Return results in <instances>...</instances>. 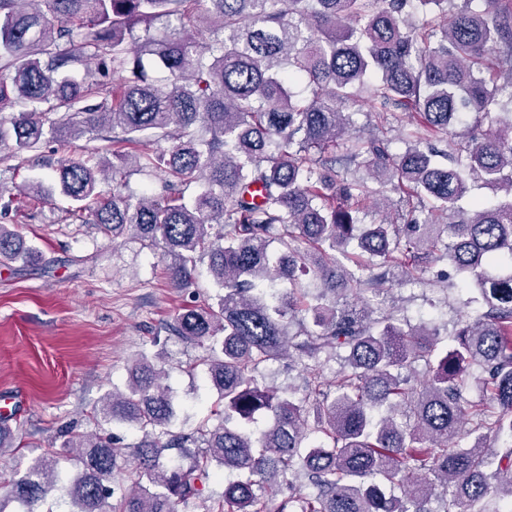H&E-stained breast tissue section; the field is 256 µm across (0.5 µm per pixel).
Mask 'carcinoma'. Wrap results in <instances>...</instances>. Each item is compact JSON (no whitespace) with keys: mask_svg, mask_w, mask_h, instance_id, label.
Listing matches in <instances>:
<instances>
[{"mask_svg":"<svg viewBox=\"0 0 512 512\" xmlns=\"http://www.w3.org/2000/svg\"><path fill=\"white\" fill-rule=\"evenodd\" d=\"M451 2L0 0V146L45 166L54 134L62 153L25 202L161 244L174 288L202 265L218 288L173 330L205 350L219 423L171 434L176 396L143 353L95 413L140 441L68 435L81 473L65 483L43 457L17 461L7 497L23 512L57 485L63 512H179L212 469L224 492L207 512L512 506V0ZM360 98L377 109L367 134L339 109ZM86 134L107 145L69 154ZM134 171L165 189L129 188ZM108 178L126 192L103 196ZM478 181L503 196H471ZM374 183L406 223L366 222L388 202ZM0 258L46 263L6 224ZM440 262L457 276L445 289L479 291L451 344L430 320L374 316L384 282ZM339 349L329 383L318 360ZM283 358L309 373L300 398L258 382ZM475 370L484 402L464 396Z\"/></svg>","mask_w":512,"mask_h":512,"instance_id":"1","label":"carcinoma"}]
</instances>
